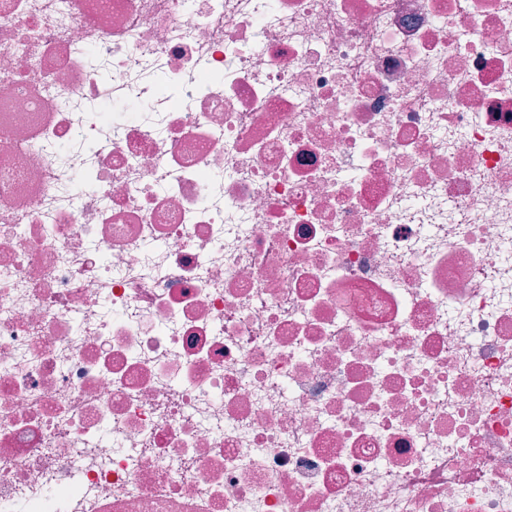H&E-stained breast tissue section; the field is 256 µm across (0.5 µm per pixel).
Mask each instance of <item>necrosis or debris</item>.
Returning <instances> with one entry per match:
<instances>
[{
	"label": "necrosis or debris",
	"instance_id": "obj_1",
	"mask_svg": "<svg viewBox=\"0 0 512 512\" xmlns=\"http://www.w3.org/2000/svg\"><path fill=\"white\" fill-rule=\"evenodd\" d=\"M0 512H512V0H0Z\"/></svg>",
	"mask_w": 512,
	"mask_h": 512
}]
</instances>
